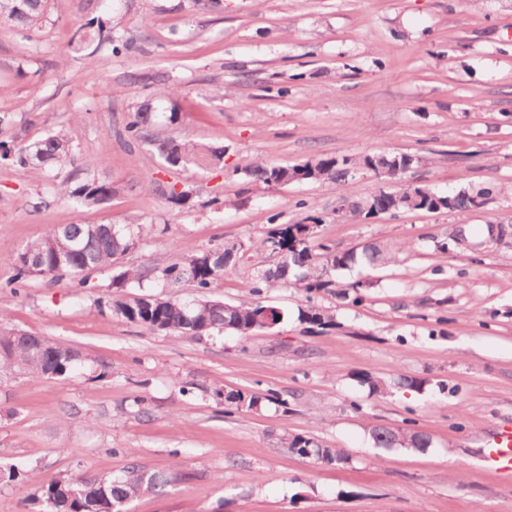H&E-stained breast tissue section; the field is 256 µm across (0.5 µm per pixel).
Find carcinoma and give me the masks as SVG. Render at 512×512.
<instances>
[{"mask_svg":"<svg viewBox=\"0 0 512 512\" xmlns=\"http://www.w3.org/2000/svg\"><path fill=\"white\" fill-rule=\"evenodd\" d=\"M56 0H0V19L13 23L23 37L42 27ZM80 30L83 35L107 44L118 51L124 46L121 38L114 35L111 20L102 14H88ZM165 118L169 124L178 121L176 111L159 114L150 104L142 105L128 116L124 132L128 144H150L170 167H187L193 164L208 169L224 159L221 146H198L190 142L164 138L160 135L158 120ZM0 157L11 159L21 174L42 171H61L71 163L69 140L61 132L34 140L18 148L0 142ZM394 157L383 154H366L360 157L344 156L308 160L292 166L252 165L245 168L246 175L267 186H281L295 181L346 180L351 173L365 167L393 168ZM61 192L84 206H95L108 201L114 193L111 181L95 176L87 177L75 188L68 181L60 184ZM417 186L409 184L397 191H380L369 201L372 207L364 216L394 215L400 211L423 210L430 212L435 201L426 197L418 205L411 202L410 193ZM492 194L483 187L475 192L463 189L454 195L440 196L442 211L463 214L482 205ZM280 224L273 229L266 243L278 254L279 261L273 268L255 275L253 292L260 296L276 284H292L309 295L335 293L343 287L332 278V273L347 270L360 260L374 265L384 260L383 250L371 243L355 250L338 252L329 244L316 239L314 228L320 224ZM139 238L132 224H67L49 232L42 238L29 242L13 259L14 274L3 287L19 294L36 277L51 280L67 277L80 288L88 286L92 272L106 266L132 249ZM239 261L238 249L232 245L208 249L185 255L180 262L161 269L132 270L113 277L112 311L126 321L152 331H162L183 336H204L214 331H233L240 336H251L264 330L267 324L264 311L268 306L254 302L231 304L218 300L198 298L187 304L175 299H161L151 294L127 301L123 291L131 287H143V282L154 279L166 288H180L186 283L199 291L210 288L224 274L234 269ZM7 317L0 314V369L17 368L21 371L48 378L63 377L82 361L76 350L60 345L46 336H37L5 327ZM297 320L307 329L327 330L336 327L333 314L318 305L299 309ZM361 384L377 395L385 393L387 383L365 372L355 374ZM260 397L233 392L224 397L225 412L253 409L260 405ZM371 437L379 448H410L421 450L430 446V437L413 428L394 429L374 427ZM287 447L300 454L327 463H344L345 455L337 448H324L314 439L295 435ZM176 471H148L131 463L122 478H63L55 480L43 489L45 508L42 512H126L125 505L133 498L160 490L178 480Z\"/></svg>","mask_w":512,"mask_h":512,"instance_id":"carcinoma-1","label":"carcinoma"}]
</instances>
